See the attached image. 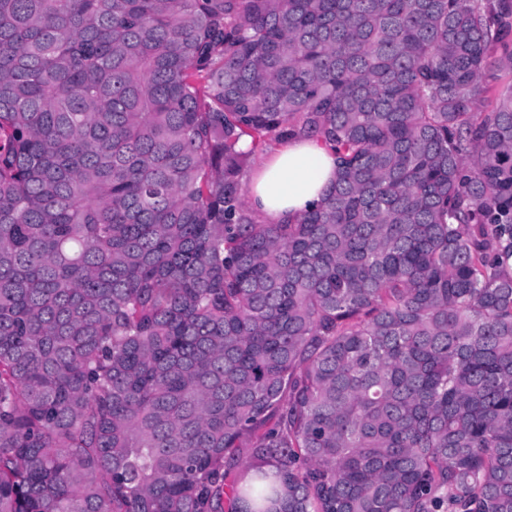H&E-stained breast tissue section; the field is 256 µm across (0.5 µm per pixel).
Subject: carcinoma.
<instances>
[{
  "label": "carcinoma",
  "instance_id": "obj_1",
  "mask_svg": "<svg viewBox=\"0 0 512 512\" xmlns=\"http://www.w3.org/2000/svg\"><path fill=\"white\" fill-rule=\"evenodd\" d=\"M511 33L0 0V512H512ZM293 139L336 181L266 224ZM279 145L257 157L240 177L250 207L268 224H282L320 203L336 178L334 156L321 142L309 139L290 140L275 149L248 181Z\"/></svg>",
  "mask_w": 512,
  "mask_h": 512
}]
</instances>
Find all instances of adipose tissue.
<instances>
[{
  "label": "adipose tissue",
  "instance_id": "1",
  "mask_svg": "<svg viewBox=\"0 0 512 512\" xmlns=\"http://www.w3.org/2000/svg\"><path fill=\"white\" fill-rule=\"evenodd\" d=\"M335 178L336 161L325 145L291 140L249 179L246 198L261 220L280 224L320 203Z\"/></svg>",
  "mask_w": 512,
  "mask_h": 512
}]
</instances>
